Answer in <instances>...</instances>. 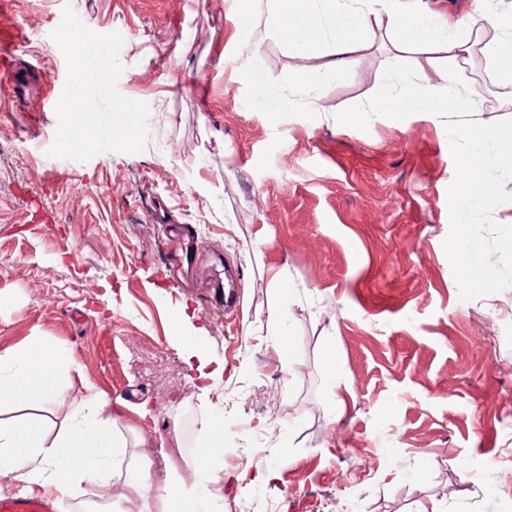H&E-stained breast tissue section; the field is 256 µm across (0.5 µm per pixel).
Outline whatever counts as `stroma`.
I'll return each mask as SVG.
<instances>
[{
    "label": "stroma",
    "instance_id": "35a3bbf8",
    "mask_svg": "<svg viewBox=\"0 0 512 512\" xmlns=\"http://www.w3.org/2000/svg\"><path fill=\"white\" fill-rule=\"evenodd\" d=\"M2 28L0 352L50 344L51 383L118 402L146 459L176 444L187 484L218 419L224 498L183 512H512V288L460 300L446 118L381 105L384 83L438 85L445 51L396 53L371 23L336 75L265 0H0ZM453 77L466 119L512 118V89ZM159 199L202 267L236 272L234 315L173 269Z\"/></svg>",
    "mask_w": 512,
    "mask_h": 512
}]
</instances>
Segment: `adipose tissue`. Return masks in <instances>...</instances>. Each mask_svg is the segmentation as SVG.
I'll use <instances>...</instances> for the list:
<instances>
[{
  "label": "adipose tissue",
  "mask_w": 512,
  "mask_h": 512,
  "mask_svg": "<svg viewBox=\"0 0 512 512\" xmlns=\"http://www.w3.org/2000/svg\"><path fill=\"white\" fill-rule=\"evenodd\" d=\"M360 0H268L269 22L285 47L301 54L328 56L329 68L347 70L357 50L355 38L368 21ZM386 33L395 51L415 45L430 49L446 47L449 60H459L466 42L458 35L463 19L426 8L422 0H387ZM499 36L484 47V55L497 69L503 83L512 84V14H485ZM381 103L387 118L399 122L409 112L433 106L444 112L461 107L456 87L447 85L422 91L411 85L385 86ZM56 360L44 344L18 352L0 353V475L29 490L56 491L71 499L95 497L113 506L114 480L123 478L134 489L135 512H172L186 490L173 468L164 479H155L140 458H127L126 423L111 400L93 387L71 397L48 384L45 374ZM65 405L66 419L55 426L54 410ZM58 427L55 437L46 428Z\"/></svg>",
  "instance_id": "obj_1"
}]
</instances>
